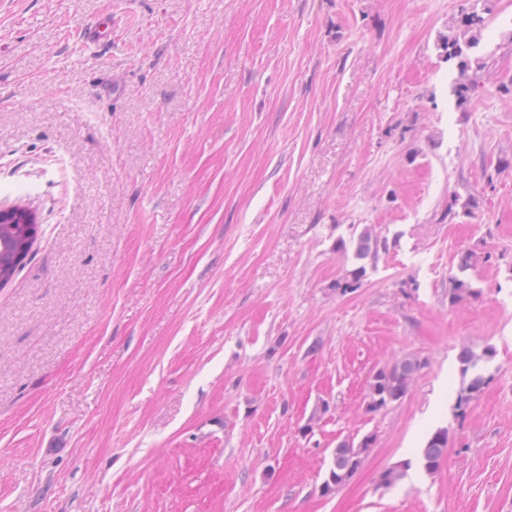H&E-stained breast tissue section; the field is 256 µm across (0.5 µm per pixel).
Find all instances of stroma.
<instances>
[{
    "label": "stroma",
    "instance_id": "35a3bbf8",
    "mask_svg": "<svg viewBox=\"0 0 512 512\" xmlns=\"http://www.w3.org/2000/svg\"><path fill=\"white\" fill-rule=\"evenodd\" d=\"M461 4L0 0V208L39 225L0 284V512H512V0L463 107ZM440 427L436 475L380 486ZM492 357V351L488 348L480 352L472 348H463L459 362L461 365V375L463 377L462 386L457 393V409L462 413L469 407L470 403L477 399L489 382L488 376L479 371L480 363ZM421 368L418 358L406 356L376 370L368 384L367 409L377 412L403 399ZM373 442L372 435H365L357 442L354 439H345L336 445L333 450L332 466L322 485L323 493L328 494L337 490L354 476Z\"/></svg>",
    "mask_w": 512,
    "mask_h": 512
}]
</instances>
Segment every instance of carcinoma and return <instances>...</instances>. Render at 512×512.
<instances>
[{"label": "carcinoma", "mask_w": 512, "mask_h": 512, "mask_svg": "<svg viewBox=\"0 0 512 512\" xmlns=\"http://www.w3.org/2000/svg\"><path fill=\"white\" fill-rule=\"evenodd\" d=\"M485 28V17L474 7H464L442 37L441 46L446 56L457 63L461 78L455 83V95L458 104L468 102L470 92L475 89L474 80L467 78L470 71L479 72L487 67V62L479 57H471L469 51L478 45L477 34ZM33 238L27 237L25 225L0 223V282L10 280L28 257ZM380 241L366 228L357 238L356 255L360 259L376 257ZM449 298L458 302L474 296L469 282L457 277L452 279ZM492 357V351L485 348L479 352L472 348L462 349L459 362L462 386L457 393V409L465 411L470 403L477 399L489 382V378L479 371L480 363ZM420 360L414 356L403 357L389 365L376 370L368 384L367 409L377 412L403 399L410 390L414 379L421 370ZM374 442L371 435L360 440L345 439L333 450L332 466L328 477L322 485V492L328 494L345 485L357 472L363 456ZM451 433L447 428L435 430L420 451L421 466L426 474L438 473L448 454ZM406 477V466L398 464L382 473L380 484L391 487L399 484Z\"/></svg>", "instance_id": "1"}]
</instances>
